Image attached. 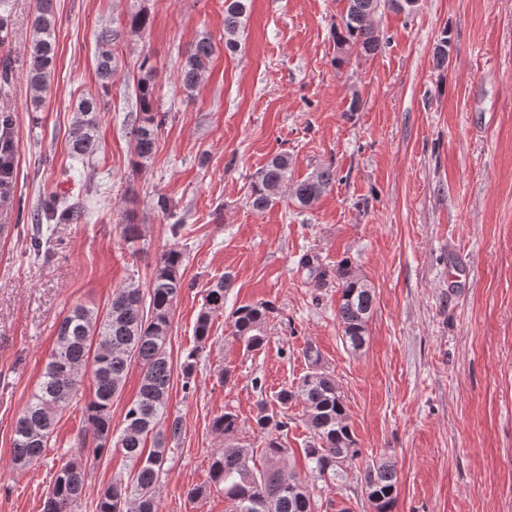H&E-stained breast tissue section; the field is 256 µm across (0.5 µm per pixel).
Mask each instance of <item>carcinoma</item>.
Masks as SVG:
<instances>
[{
	"label": "carcinoma",
	"mask_w": 512,
	"mask_h": 512,
	"mask_svg": "<svg viewBox=\"0 0 512 512\" xmlns=\"http://www.w3.org/2000/svg\"><path fill=\"white\" fill-rule=\"evenodd\" d=\"M247 0H224V47L233 51L246 12ZM348 7L334 36L339 52L349 57L373 56L380 49L381 35L373 26L382 10L412 11L399 0H347ZM33 38L28 46L26 82L33 104L49 92L55 58L56 15L53 0H37L32 16ZM118 32L103 29L97 37V71L108 82L116 71L112 44ZM214 53L212 39L203 35L193 44L182 66L185 100L194 99L202 72ZM138 82L141 112L131 125L133 153L142 163L155 151L165 113L153 105L155 70L143 60ZM101 101L88 98L77 104L69 134L72 155L88 162L99 150L97 112ZM288 153L273 156L251 176L248 205L263 212L273 205L279 189L292 183V195L301 206L314 203L335 181L331 166H322L299 182H291ZM183 252L178 246L165 250L156 263L148 291L129 284L118 289L109 307L101 312L86 305L75 306L60 322L56 347L49 356L41 380L16 419L12 439V464L23 467L44 457L54 433L59 412L79 395L86 374L93 377V396L83 406L87 428L76 439L77 452L57 472L48 487L43 512H77L89 467L86 449L97 458L118 448L135 468L133 484L117 479L101 489L95 512H159L157 483L166 462V444L182 434V418L171 414L170 390L173 364L167 355L173 308L186 288L180 267ZM298 272L317 290L337 282L341 298L337 315L351 352L361 351L367 341V326L374 305V290L352 274L349 261L336 268L323 264L319 255L304 254ZM233 286L223 275L209 288L195 324L197 345L180 364L183 390L194 388L198 355L210 338L213 318L224 311V297ZM275 308L269 303L244 305L232 313L231 335L246 350H259L267 342L266 328ZM308 371L295 384L281 387L271 398L257 402L252 429L253 443L219 448L212 454L210 484L224 492L232 512H315L312 487L320 490L360 468L361 449L351 430L344 394L336 379L325 371L321 353L309 344L304 349ZM142 368L136 398L127 406L123 427L112 439V400L124 387L131 363ZM303 404L311 441L303 449L305 474L291 466L284 437L288 434V410ZM241 428L239 416L226 410L211 421L212 431L231 438ZM153 436L154 448L145 450ZM363 483L373 512H394L398 475L393 464L380 461L366 465Z\"/></svg>",
	"instance_id": "carcinoma-1"
}]
</instances>
